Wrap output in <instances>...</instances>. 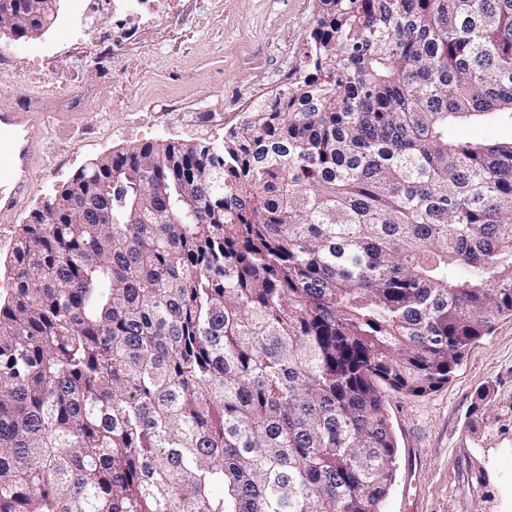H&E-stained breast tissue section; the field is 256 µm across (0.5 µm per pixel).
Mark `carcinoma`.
Listing matches in <instances>:
<instances>
[{
	"instance_id": "1",
	"label": "carcinoma",
	"mask_w": 512,
	"mask_h": 512,
	"mask_svg": "<svg viewBox=\"0 0 512 512\" xmlns=\"http://www.w3.org/2000/svg\"><path fill=\"white\" fill-rule=\"evenodd\" d=\"M42 0H0L45 25ZM512 0H316L218 144L90 160L0 296V512H379L381 386L512 315ZM456 137L471 140H495L512 136V127L483 122H465L453 128Z\"/></svg>"
}]
</instances>
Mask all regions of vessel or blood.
<instances>
[{
	"label": "vessel or blood",
	"mask_w": 512,
	"mask_h": 512,
	"mask_svg": "<svg viewBox=\"0 0 512 512\" xmlns=\"http://www.w3.org/2000/svg\"><path fill=\"white\" fill-rule=\"evenodd\" d=\"M46 131L37 113L0 104V214L17 210L34 180V149Z\"/></svg>",
	"instance_id": "obj_1"
}]
</instances>
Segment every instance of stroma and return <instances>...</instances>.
<instances>
[{
  "instance_id": "35a3bbf8",
  "label": "stroma",
  "mask_w": 512,
  "mask_h": 512,
  "mask_svg": "<svg viewBox=\"0 0 512 512\" xmlns=\"http://www.w3.org/2000/svg\"><path fill=\"white\" fill-rule=\"evenodd\" d=\"M69 0L39 38L0 39V94L43 113L53 133L38 149L33 190L0 214V295L13 281L1 261L20 224L86 162L146 143L221 142L247 112L287 84L313 20L314 0H182L169 13L117 25L111 11L64 26ZM70 92L78 103L56 109ZM494 401L478 429L476 394ZM398 456L380 512H512V316L479 339L439 390L388 392Z\"/></svg>"
}]
</instances>
